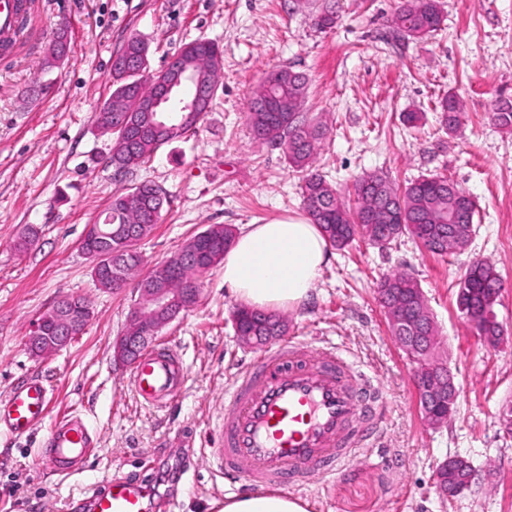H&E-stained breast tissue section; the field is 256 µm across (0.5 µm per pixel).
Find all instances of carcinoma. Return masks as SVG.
Segmentation results:
<instances>
[{
	"mask_svg": "<svg viewBox=\"0 0 512 512\" xmlns=\"http://www.w3.org/2000/svg\"><path fill=\"white\" fill-rule=\"evenodd\" d=\"M442 23L438 0H405L392 20L394 37L422 39L436 32ZM132 58L149 52L148 44L138 36H131L124 44ZM221 52L213 43L187 44L181 54L194 58L199 54L214 55ZM268 77L271 84H262L251 97L247 124L253 139L282 149L289 166L303 174L302 198L310 221L318 225L330 246L343 250L356 237L361 236L371 244L388 247L403 236L421 243L436 255L448 256L464 249L471 238L476 214L475 202L457 184L446 177L423 176L404 189L396 187L386 176L367 173L354 183V206H349L340 193L326 179L313 171V163L326 137V127L311 121L301 112L308 90L307 77L290 66L272 70ZM442 128L452 133L459 127L462 105L449 95L440 102ZM491 119L502 129L512 132V101L503 99L491 113ZM130 156L118 154L110 157V164L118 173H127L148 161L158 150L151 138L136 133L129 136ZM128 192L112 195L109 218L112 224H131L139 229L140 239H145L162 220L166 197L153 189L147 190L140 199V206L128 203ZM214 247L224 253L232 244L234 229L226 225H212L206 229ZM453 238V247L441 243ZM143 255L122 268L121 276L112 280H99V288L118 290L133 280H142ZM215 264L204 269H186L169 284L180 288L185 280L202 287L201 277ZM503 280L496 266L487 260H477L471 265L464 279L458 283L456 306L472 323L483 307V299L494 292L501 294ZM377 299L382 309L406 310L420 315L423 334H428L430 324L424 315L430 313L420 284L414 276L397 271L386 276L377 285ZM254 320L248 322L261 335L283 336L287 332L286 321L279 315L254 310Z\"/></svg>",
	"mask_w": 512,
	"mask_h": 512,
	"instance_id": "obj_1",
	"label": "carcinoma"
}]
</instances>
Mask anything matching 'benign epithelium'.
Instances as JSON below:
<instances>
[{
	"mask_svg": "<svg viewBox=\"0 0 512 512\" xmlns=\"http://www.w3.org/2000/svg\"><path fill=\"white\" fill-rule=\"evenodd\" d=\"M148 60L132 63L118 53L112 60V73L133 84ZM212 99V85L208 72L179 55L171 57L165 67L153 74V89L136 100V123L139 129L157 138L165 137L178 128L194 124L200 112L208 111ZM122 108L112 101L100 107L103 125L100 129L112 134L124 128ZM118 239L136 242L134 226L112 229L110 224H88L81 241L84 252L94 257L93 277L96 280L112 275V267L122 262V255L112 252L109 244L113 232ZM205 256L204 241L193 239L183 245L174 262L152 267L147 283L136 289L138 298L130 310L126 328L112 343L116 362L133 366L139 351L181 313L198 299L193 288H169L167 282L183 266H199ZM92 317L90 308L77 298H65L54 304L51 318L36 319L27 339L29 352L44 355L67 346L74 334L85 328ZM415 324L402 314L390 320L393 338L403 349L409 361L428 362L431 379L416 384L418 406L424 423L432 428L445 425L455 411L457 383L448 361L439 354V337L418 336ZM475 479L471 461L463 456H453L435 470L432 484L443 500L452 499L468 489Z\"/></svg>",
	"mask_w": 512,
	"mask_h": 512,
	"instance_id": "obj_1",
	"label": "benign epithelium"
}]
</instances>
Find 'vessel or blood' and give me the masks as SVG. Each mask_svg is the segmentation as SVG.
<instances>
[{
    "mask_svg": "<svg viewBox=\"0 0 512 512\" xmlns=\"http://www.w3.org/2000/svg\"><path fill=\"white\" fill-rule=\"evenodd\" d=\"M23 0H0V46L17 36ZM344 355L331 345L310 351L289 339L262 352L239 371L224 395V411L214 429L209 457L216 470L257 487L285 488L311 471L343 474L354 462V421L376 414L365 388L352 385ZM185 379L183 362L172 347L145 350L131 373L142 401L166 406ZM52 397L40 380L29 378L0 400V423L14 436L47 428L41 465L62 475L83 470L94 449L85 421L64 414L46 424ZM153 491L130 480L108 481L88 500L89 512H149Z\"/></svg>",
    "mask_w": 512,
    "mask_h": 512,
    "instance_id": "vessel-or-blood-1",
    "label": "vessel or blood"
}]
</instances>
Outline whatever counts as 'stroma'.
Wrapping results in <instances>:
<instances>
[{
    "label": "stroma",
    "mask_w": 512,
    "mask_h": 512,
    "mask_svg": "<svg viewBox=\"0 0 512 512\" xmlns=\"http://www.w3.org/2000/svg\"><path fill=\"white\" fill-rule=\"evenodd\" d=\"M32 2L22 33L0 48V398L23 379H41L53 415H80L97 448L83 471L60 476L38 463L45 431L1 430L0 512H73V498L109 477L149 484L150 512H219L225 498L244 493L213 475L204 457L226 388L258 353L236 336L237 302L224 289L223 267L204 275L196 306L155 339L174 348L186 370L176 399L157 408L137 399L131 367L112 358L135 290L97 288L80 240L86 225L103 220L113 193L143 181L167 197L161 224L140 243L151 264L213 224L303 214L299 173L281 150L255 142L246 121L253 91L282 65L309 79L303 110L327 127L315 166L337 189L372 171L401 186L439 174L477 205L465 250L442 258L409 239L386 249L359 239L332 250L309 299L285 310L289 336L312 348L335 345L382 413L361 444L362 460L335 479L310 474L288 494L308 512H512V433L500 418L512 405V134L491 119L497 100L512 99V0H440L443 23L422 40L392 37L402 0ZM325 5L336 24L322 31L314 18ZM62 28L70 55L38 71ZM134 35L148 42L152 71L199 39L220 46L224 68L196 131L119 174L94 114L111 94L113 55ZM451 94L463 106L453 134L439 122ZM406 112L421 114L417 126L404 122ZM30 226L38 238L18 250ZM477 259L491 260L505 284L495 313L506 339L494 350L455 304ZM401 270L419 282L457 377L455 412L439 429L420 417L413 367L377 300L380 279ZM69 295L87 299L91 321L60 351L32 356L33 322ZM456 455L472 462L476 478L444 502L432 475Z\"/></svg>",
    "instance_id": "35a3bbf8"
}]
</instances>
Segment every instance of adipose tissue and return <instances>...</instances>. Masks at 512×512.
Returning <instances> with one entry per match:
<instances>
[{"instance_id":"ef3b65f1","label":"adipose tissue","mask_w":512,"mask_h":512,"mask_svg":"<svg viewBox=\"0 0 512 512\" xmlns=\"http://www.w3.org/2000/svg\"><path fill=\"white\" fill-rule=\"evenodd\" d=\"M330 248L317 225L305 218L248 224L224 255V286L253 307L289 309L309 299ZM220 512H307L300 499L277 491L226 499Z\"/></svg>"}]
</instances>
